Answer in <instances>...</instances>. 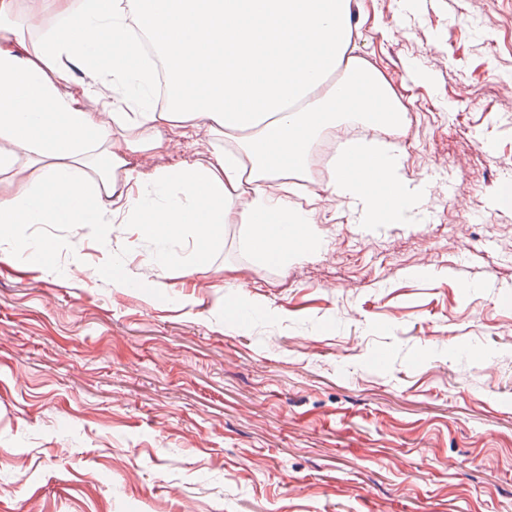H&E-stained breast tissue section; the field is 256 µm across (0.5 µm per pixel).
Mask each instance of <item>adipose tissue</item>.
<instances>
[{
	"label": "adipose tissue",
	"mask_w": 512,
	"mask_h": 512,
	"mask_svg": "<svg viewBox=\"0 0 512 512\" xmlns=\"http://www.w3.org/2000/svg\"><path fill=\"white\" fill-rule=\"evenodd\" d=\"M20 1L48 17L38 41L4 21ZM355 27L352 0H0V140L11 145L0 170L20 154L39 167L0 196V238L31 224H108L120 199L127 218L147 213L144 233L189 231L198 258L230 214L261 261L320 248L314 209L293 200L312 145L344 117L388 135L406 129L390 80L352 50ZM136 28L167 63L164 106L145 101L154 77L137 63ZM204 125L234 149L205 165L132 166ZM404 160L394 144L358 147L330 188L358 223L406 222L422 189L404 178ZM243 193L248 208L232 212Z\"/></svg>",
	"instance_id": "ef3b65f1"
}]
</instances>
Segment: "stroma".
I'll list each match as a JSON object with an SVG mask.
<instances>
[{
    "label": "stroma",
    "mask_w": 512,
    "mask_h": 512,
    "mask_svg": "<svg viewBox=\"0 0 512 512\" xmlns=\"http://www.w3.org/2000/svg\"><path fill=\"white\" fill-rule=\"evenodd\" d=\"M354 14L408 109L406 178L453 191L359 224L320 189L323 245L285 266L231 221L190 274L189 235L118 220L0 240V512H512V0Z\"/></svg>",
    "instance_id": "35a3bbf8"
}]
</instances>
